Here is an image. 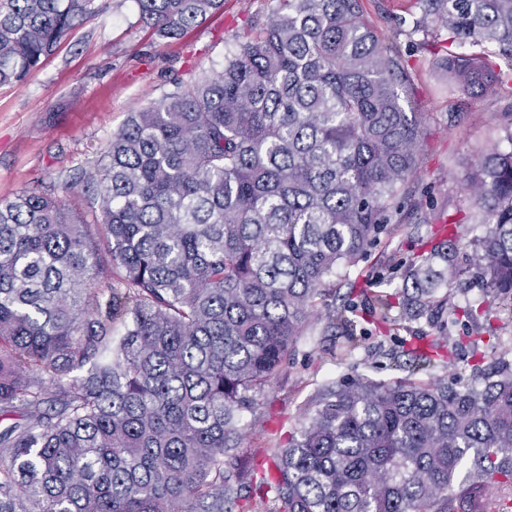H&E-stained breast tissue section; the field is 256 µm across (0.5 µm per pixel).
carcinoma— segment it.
Returning a JSON list of instances; mask_svg holds the SVG:
<instances>
[{
	"label": "carcinoma",
	"mask_w": 512,
	"mask_h": 512,
	"mask_svg": "<svg viewBox=\"0 0 512 512\" xmlns=\"http://www.w3.org/2000/svg\"><path fill=\"white\" fill-rule=\"evenodd\" d=\"M181 38L224 0H136ZM414 31L465 94L512 93V0H415ZM98 11L0 0V86ZM363 0H280L224 59L112 133L89 209L0 202V512H235L241 413L304 335L336 268L415 195L425 113L413 67ZM469 47L460 58L457 45ZM470 265L512 306V151L464 178ZM455 229L404 264L402 306L441 311ZM432 339L407 354L442 356ZM450 385L410 373L330 388L272 449L258 512H485L512 497V361Z\"/></svg>",
	"instance_id": "obj_1"
}]
</instances>
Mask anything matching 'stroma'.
<instances>
[{"label": "stroma", "mask_w": 512, "mask_h": 512, "mask_svg": "<svg viewBox=\"0 0 512 512\" xmlns=\"http://www.w3.org/2000/svg\"><path fill=\"white\" fill-rule=\"evenodd\" d=\"M410 0H364L365 20L379 37L394 41L415 66L414 82L402 96L406 111L427 115L423 159L415 181L414 206L405 208L399 230H385L366 260L337 269L332 292L312 318L288 361L258 397L255 411L240 420L243 477L240 506L255 498L260 479L255 466L270 449L285 446L299 428L308 402L323 389L357 380L392 382L406 372L396 358L400 338L428 336L453 341L485 335L494 328L503 345L512 347V307L491 304L480 270L470 267L473 242L484 232L468 216L473 200L462 180L479 155L512 143L502 125L512 112V98L498 91L462 94L434 64L422 33L396 25ZM100 11L77 26L58 51L12 86H0V201L26 192L63 197L85 196L88 175L106 150L114 130L131 112L148 106L176 81H192L221 70L224 59L280 5L279 0H224V9L167 41L153 34L138 16L136 0H96ZM458 220L459 240L453 261L463 268L458 279L437 288L449 305L489 302L479 323L453 320L451 313L424 315L405 322L399 337L379 332L363 336L358 350L342 357V328L325 318L353 300L364 307L373 294L402 292L400 266L408 257L407 238L438 241L437 213Z\"/></svg>", "instance_id": "stroma-1"}]
</instances>
